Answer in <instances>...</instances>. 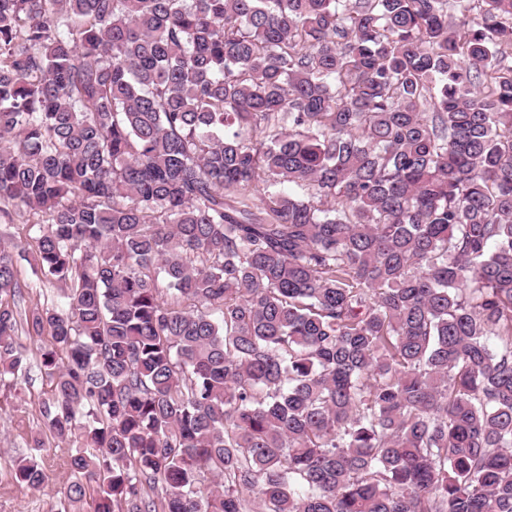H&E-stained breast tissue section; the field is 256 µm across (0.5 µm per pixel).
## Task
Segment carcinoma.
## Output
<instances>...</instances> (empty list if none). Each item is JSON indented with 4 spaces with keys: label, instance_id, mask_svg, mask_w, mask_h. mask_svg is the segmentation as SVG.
<instances>
[{
    "label": "carcinoma",
    "instance_id": "carcinoma-1",
    "mask_svg": "<svg viewBox=\"0 0 512 512\" xmlns=\"http://www.w3.org/2000/svg\"><path fill=\"white\" fill-rule=\"evenodd\" d=\"M21 210L60 512H512V0H0ZM37 219L29 216L28 213L18 212L14 215L13 224H1L0 238L10 240L19 246L23 251L24 258H19L17 264V278L22 286L27 285L30 288H23L24 305L41 304L51 306L59 302L60 288L57 284L44 278L40 272H36L33 254L36 249L35 228H31Z\"/></svg>",
    "mask_w": 512,
    "mask_h": 512
}]
</instances>
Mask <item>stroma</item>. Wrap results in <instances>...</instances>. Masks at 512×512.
Masks as SVG:
<instances>
[{"label": "stroma", "mask_w": 512, "mask_h": 512, "mask_svg": "<svg viewBox=\"0 0 512 512\" xmlns=\"http://www.w3.org/2000/svg\"><path fill=\"white\" fill-rule=\"evenodd\" d=\"M33 222L28 213H17L13 223H0V238L14 242L24 253L17 264V278L24 286L26 305H51L58 302L60 288L35 270ZM50 341L47 335L24 337L29 371L19 377L16 386L0 387V512H55L59 491L70 477L69 460L75 441L49 438L41 448L33 441L42 430V403L52 394V383L40 367V349ZM31 455L43 459L50 476L48 484L39 490L21 487L12 476L15 460Z\"/></svg>", "instance_id": "35a3bbf8"}]
</instances>
